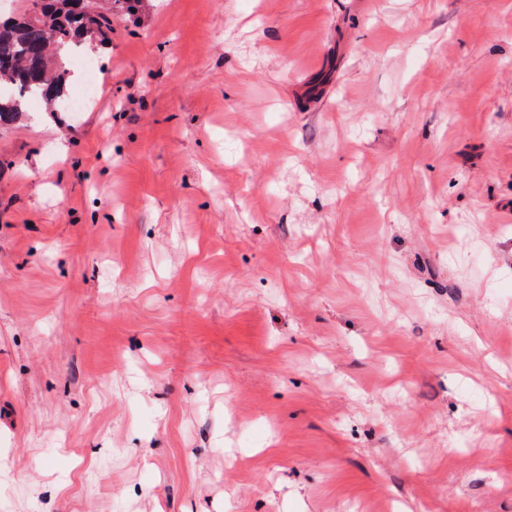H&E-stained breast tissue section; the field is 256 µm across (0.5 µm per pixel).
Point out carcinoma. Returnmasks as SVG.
Segmentation results:
<instances>
[{
	"instance_id": "1",
	"label": "carcinoma",
	"mask_w": 512,
	"mask_h": 512,
	"mask_svg": "<svg viewBox=\"0 0 512 512\" xmlns=\"http://www.w3.org/2000/svg\"><path fill=\"white\" fill-rule=\"evenodd\" d=\"M38 13L18 22L0 24V123L18 119L30 98L57 111L66 96L69 71L52 66L63 48L83 41L107 42L112 35V10L135 15L142 0H82L88 15L75 13L72 0H42Z\"/></svg>"
}]
</instances>
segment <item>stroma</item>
<instances>
[{
	"mask_svg": "<svg viewBox=\"0 0 512 512\" xmlns=\"http://www.w3.org/2000/svg\"><path fill=\"white\" fill-rule=\"evenodd\" d=\"M0 126V512H512V0H147Z\"/></svg>",
	"mask_w": 512,
	"mask_h": 512,
	"instance_id": "stroma-1",
	"label": "stroma"
}]
</instances>
